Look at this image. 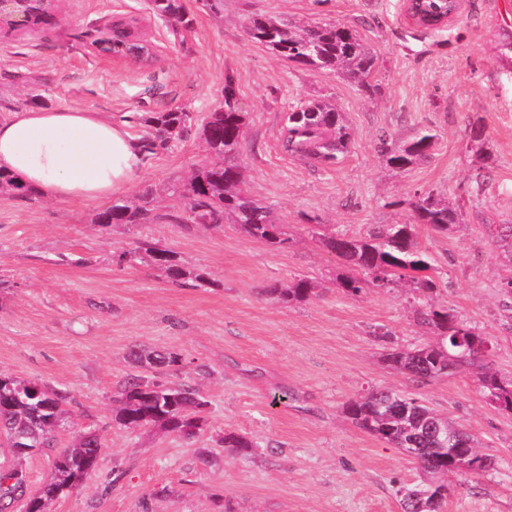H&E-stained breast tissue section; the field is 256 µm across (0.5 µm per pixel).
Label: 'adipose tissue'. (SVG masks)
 <instances>
[{
	"instance_id": "ef3b65f1",
	"label": "adipose tissue",
	"mask_w": 512,
	"mask_h": 512,
	"mask_svg": "<svg viewBox=\"0 0 512 512\" xmlns=\"http://www.w3.org/2000/svg\"><path fill=\"white\" fill-rule=\"evenodd\" d=\"M140 168L137 141L102 113L23 108L0 115V175L46 199H106Z\"/></svg>"
}]
</instances>
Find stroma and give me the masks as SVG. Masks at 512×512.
I'll return each instance as SVG.
<instances>
[{
  "mask_svg": "<svg viewBox=\"0 0 512 512\" xmlns=\"http://www.w3.org/2000/svg\"><path fill=\"white\" fill-rule=\"evenodd\" d=\"M192 21L181 37L154 16L147 0H59V21L39 31L0 32V109L79 108L122 116L175 107L205 117L233 85L245 134L239 151L244 187L283 225L289 242L274 247L235 225L167 221L187 212L174 193L208 158L198 124L178 146L143 161L125 191L152 187L161 219L153 224H94L104 202L21 198L0 190V374L69 393L71 416L55 447L16 456L0 434V467H19L27 492L49 478L58 450L78 435H99L95 469L53 504L54 512H403L404 488L426 472L403 451L352 423L344 407L371 389L396 390L463 426L493 464L467 479L445 476L440 512H512V413L491 404L472 375L458 371L419 386L386 356L434 342L416 321L419 301L407 288L354 295L338 277L345 268L318 234L359 236L378 224L412 219L415 192L460 202L464 225L437 235L418 225L419 244L443 283L432 304L493 341L491 364L512 378V321L500 282L512 264L486 233L512 224V0H462L447 25L410 24L404 0H182ZM300 26L333 23L358 31L376 52L371 90L333 71L290 61L252 40L257 15ZM140 21L156 60L142 66L102 54L92 30L114 20ZM322 98L351 133L338 164L288 152L283 116L301 100ZM430 128L437 144L427 160L398 171L378 150ZM484 131L490 156L485 193L469 196L475 157L471 128ZM168 249L198 286L168 279L144 252ZM138 248L134 264L122 251ZM310 279L315 294L278 303L266 291ZM173 352L179 376L208 401L206 430L185 438L158 427L127 429L113 420L112 398L136 369L132 346ZM285 385L297 399L272 405ZM257 443L242 456L221 445L224 433ZM210 456L208 466L197 462Z\"/></svg>",
  "mask_w": 512,
  "mask_h": 512,
  "instance_id": "obj_1",
  "label": "stroma"
}]
</instances>
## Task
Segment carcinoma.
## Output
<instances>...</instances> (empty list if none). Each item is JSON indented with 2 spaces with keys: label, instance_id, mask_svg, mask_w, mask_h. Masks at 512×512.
I'll use <instances>...</instances> for the list:
<instances>
[{
  "label": "carcinoma",
  "instance_id": "cac0c4a2",
  "mask_svg": "<svg viewBox=\"0 0 512 512\" xmlns=\"http://www.w3.org/2000/svg\"><path fill=\"white\" fill-rule=\"evenodd\" d=\"M24 10L32 15L37 29L52 26L58 20L57 8L51 3L26 5ZM149 10L175 31L191 25L181 0H149ZM247 33L291 61L313 70H333L367 90L372 88L375 55L356 31L348 27L336 24L290 27L274 17L256 16L251 19ZM128 121L144 126L139 144L146 158L181 141L196 116L176 108L148 117L130 116ZM244 127L245 118L234 106L233 89L229 86L225 88L224 105L202 120L210 159L198 165L180 189L189 203L188 215L167 214L165 218L174 223L214 226L229 220L248 237L280 247L289 241L282 225L275 222L266 206L242 188L243 175L237 156ZM284 132L289 151L323 165L339 162L350 150L351 134L342 113L321 99L301 101L291 108L284 117ZM434 144L436 135L425 129L417 131L402 145L381 141L380 152L394 168L406 169L429 158ZM153 201V190L146 188L139 196V203L115 200L97 214L95 223L148 224L158 218ZM411 206L413 222L409 224H381L359 237L319 235L323 247L343 259L350 269L341 287L351 294H359L366 288H390L401 281L409 283L415 291L437 288L436 280L428 274L432 270L429 256L417 242L416 225L426 224L436 233L448 234L462 226V210L429 190L415 193ZM485 228L489 236L501 243L512 263V224H487ZM146 251L169 279L184 282L186 272L172 262L169 250L150 245ZM267 295L283 303L302 301L313 296V288L309 280L301 278L289 288H270ZM417 321L432 330L436 340L388 354V362L395 370L416 381L427 382L467 367L486 389L489 401L512 412V378L498 375L484 363L478 351L460 355L467 344L479 348L492 345L489 338L457 321L448 308L428 302L417 310ZM134 359L141 365L168 369L182 363L174 353L137 352ZM69 401L68 395L37 382L0 375V432L13 446L19 438L40 451L51 444L55 430L64 423ZM113 401L117 403L115 421L129 428L156 426L191 438L207 424L202 413L208 401L196 386L185 381L156 382L133 375L116 392ZM346 412L361 429L395 448L409 454L416 448L427 449L426 456L415 455L426 472H450L446 432L459 426L430 411L418 399L393 391L371 390L352 400ZM222 443L243 455L257 448L251 439L233 433L224 435ZM99 447L98 436L89 432L60 452L51 477L30 499L32 506L28 512L49 508L63 491L87 475L93 469V457ZM26 482L22 470L0 468V509L23 495ZM438 491L446 492L447 486L434 482L407 491L403 498L405 512H428V499L419 498V493Z\"/></svg>",
  "mask_w": 512,
  "mask_h": 512
}]
</instances>
